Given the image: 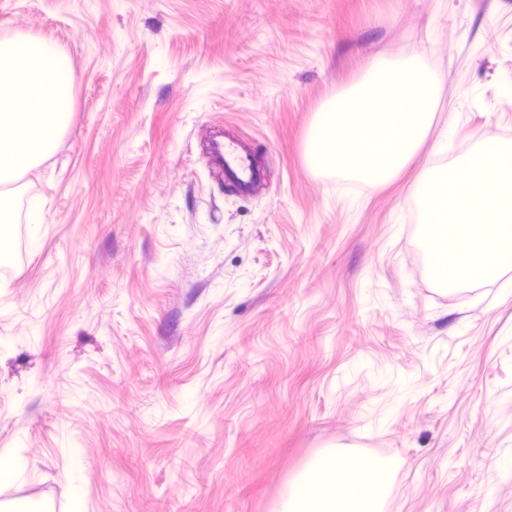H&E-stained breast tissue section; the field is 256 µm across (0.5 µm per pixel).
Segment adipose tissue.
<instances>
[{"instance_id":"ef3b65f1","label":"adipose tissue","mask_w":512,"mask_h":512,"mask_svg":"<svg viewBox=\"0 0 512 512\" xmlns=\"http://www.w3.org/2000/svg\"><path fill=\"white\" fill-rule=\"evenodd\" d=\"M73 81L62 53L47 40L22 38L0 46V185L47 152L54 130L72 115ZM503 153L488 144L480 159L469 161L462 179L428 173L416 201L423 223L434 224L447 212L452 223L467 224L476 211L499 202ZM387 472L383 461L350 469L327 459L294 486L280 512H311L320 500L334 502L337 512H377Z\"/></svg>"}]
</instances>
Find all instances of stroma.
<instances>
[{"label": "stroma", "mask_w": 512, "mask_h": 512, "mask_svg": "<svg viewBox=\"0 0 512 512\" xmlns=\"http://www.w3.org/2000/svg\"><path fill=\"white\" fill-rule=\"evenodd\" d=\"M3 31L75 80L0 187V512H274L323 453L394 459L387 512H512V262L441 287L406 203L512 144V0H0ZM410 48L453 150L377 189L312 171L319 108ZM213 123L256 194L208 167ZM207 155L215 172L241 196H250L265 178L248 146L236 136L225 135L223 126L211 131Z\"/></svg>", "instance_id": "35a3bbf8"}]
</instances>
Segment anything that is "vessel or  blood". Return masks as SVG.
<instances>
[{
  "mask_svg": "<svg viewBox=\"0 0 512 512\" xmlns=\"http://www.w3.org/2000/svg\"><path fill=\"white\" fill-rule=\"evenodd\" d=\"M207 155L215 172L240 195H251L265 178L248 146L240 138L225 134L223 126L211 131Z\"/></svg>",
  "mask_w": 512,
  "mask_h": 512,
  "instance_id": "1",
  "label": "vessel or blood"
}]
</instances>
